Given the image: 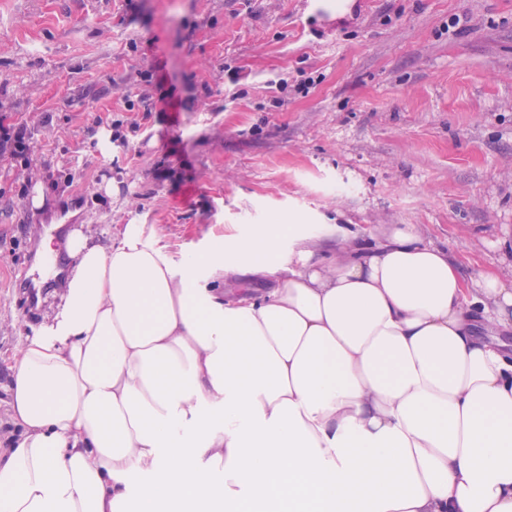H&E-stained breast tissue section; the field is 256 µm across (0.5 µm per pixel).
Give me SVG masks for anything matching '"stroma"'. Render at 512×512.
<instances>
[{"instance_id": "obj_1", "label": "stroma", "mask_w": 512, "mask_h": 512, "mask_svg": "<svg viewBox=\"0 0 512 512\" xmlns=\"http://www.w3.org/2000/svg\"><path fill=\"white\" fill-rule=\"evenodd\" d=\"M0 122L30 129L0 163L5 433L7 367L60 301L16 285L54 220L177 261L277 216L415 224L468 279L512 272V0H0Z\"/></svg>"}]
</instances>
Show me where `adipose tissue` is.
I'll return each mask as SVG.
<instances>
[{"mask_svg": "<svg viewBox=\"0 0 512 512\" xmlns=\"http://www.w3.org/2000/svg\"><path fill=\"white\" fill-rule=\"evenodd\" d=\"M66 257L9 367L0 512H512V275L414 224ZM224 270L288 277L228 299Z\"/></svg>", "mask_w": 512, "mask_h": 512, "instance_id": "ef3b65f1", "label": "adipose tissue"}]
</instances>
